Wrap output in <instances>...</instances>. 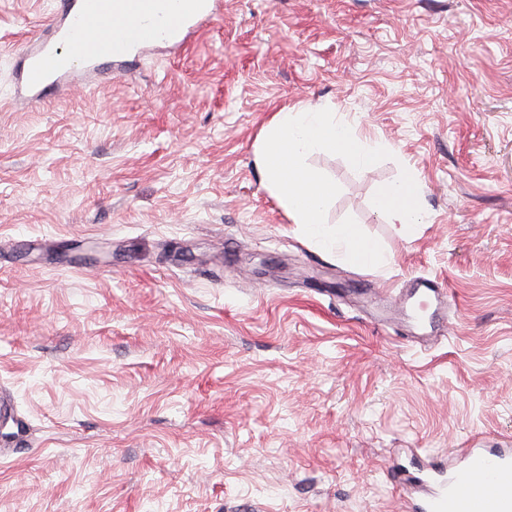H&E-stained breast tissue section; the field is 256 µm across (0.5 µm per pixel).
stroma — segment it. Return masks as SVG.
Returning a JSON list of instances; mask_svg holds the SVG:
<instances>
[{"label":"stroma","mask_w":512,"mask_h":512,"mask_svg":"<svg viewBox=\"0 0 512 512\" xmlns=\"http://www.w3.org/2000/svg\"><path fill=\"white\" fill-rule=\"evenodd\" d=\"M223 2L181 53L28 104L54 0H0V512H405L409 449L512 439V0ZM298 104L389 151L307 158L380 266L268 188ZM411 173L403 235L375 201ZM417 276L455 301L426 347L377 324Z\"/></svg>","instance_id":"obj_1"}]
</instances>
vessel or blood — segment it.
Returning a JSON list of instances; mask_svg holds the SVG:
<instances>
[{"instance_id": "vessel-or-blood-1", "label": "vessel or blood", "mask_w": 512, "mask_h": 512, "mask_svg": "<svg viewBox=\"0 0 512 512\" xmlns=\"http://www.w3.org/2000/svg\"><path fill=\"white\" fill-rule=\"evenodd\" d=\"M162 0H56L47 27L19 54L20 91L32 101L77 72L108 75L115 60L130 50L155 44L147 19ZM220 0H188L168 18V45L181 49L203 25L219 21ZM392 302L410 309L418 320L406 339L415 345L441 337L447 330L452 301L440 281H409ZM462 467L420 470L426 495L420 512H512V448H469Z\"/></svg>"}]
</instances>
